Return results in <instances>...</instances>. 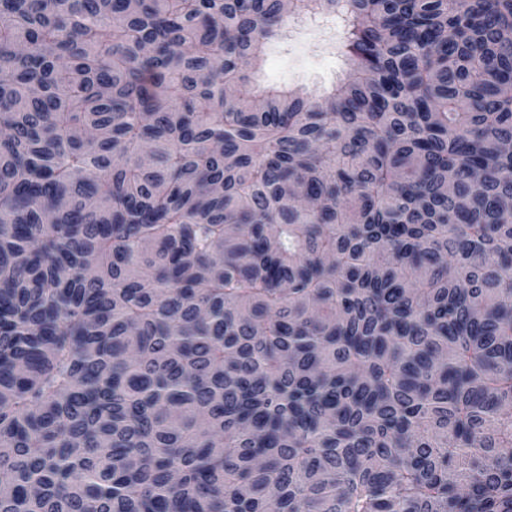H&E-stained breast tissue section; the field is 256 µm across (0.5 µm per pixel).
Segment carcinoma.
Wrapping results in <instances>:
<instances>
[{
  "mask_svg": "<svg viewBox=\"0 0 512 512\" xmlns=\"http://www.w3.org/2000/svg\"><path fill=\"white\" fill-rule=\"evenodd\" d=\"M0 512H512V0H0ZM341 36L338 21L287 20L282 36L266 46L261 65L252 70V81L300 89L319 99L347 70L336 51Z\"/></svg>",
  "mask_w": 512,
  "mask_h": 512,
  "instance_id": "obj_1",
  "label": "carcinoma"
}]
</instances>
